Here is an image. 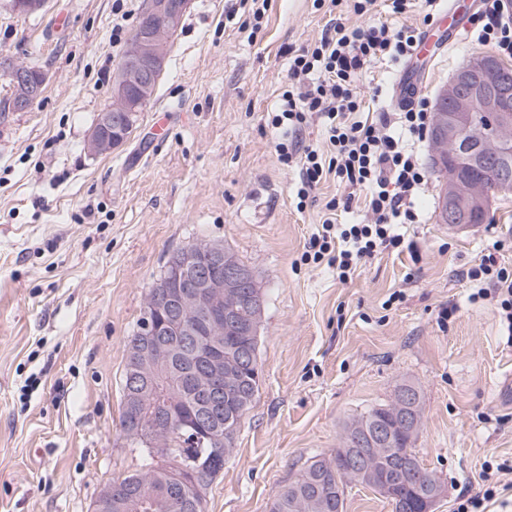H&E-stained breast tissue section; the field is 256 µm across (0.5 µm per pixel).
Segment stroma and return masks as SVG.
<instances>
[{
  "instance_id": "1",
  "label": "stroma",
  "mask_w": 512,
  "mask_h": 512,
  "mask_svg": "<svg viewBox=\"0 0 512 512\" xmlns=\"http://www.w3.org/2000/svg\"><path fill=\"white\" fill-rule=\"evenodd\" d=\"M112 3L45 0L25 16L0 0V58L46 75L30 109L0 118V512H92L105 485L141 468L119 435L127 341L169 254L199 240L230 247L266 301L259 390L205 512H269L310 458L405 384L421 394L415 451L444 486L433 512H454L489 465L506 489L486 512H512V345L461 276L499 240L512 265V194L483 224L448 229L429 171L419 221L401 228L407 250L342 282L300 261L336 180L299 202L268 123L290 53L330 24L416 27L421 15H389L383 0L365 17L350 0H267L255 28L240 0H192L129 139L93 156L86 140L127 50L112 43ZM480 49L469 30L440 44L414 93L435 100ZM400 71L368 68L364 105L392 104Z\"/></svg>"
}]
</instances>
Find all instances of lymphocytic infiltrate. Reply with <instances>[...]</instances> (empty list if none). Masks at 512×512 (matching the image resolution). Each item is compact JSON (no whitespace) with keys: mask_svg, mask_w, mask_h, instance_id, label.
<instances>
[{"mask_svg":"<svg viewBox=\"0 0 512 512\" xmlns=\"http://www.w3.org/2000/svg\"><path fill=\"white\" fill-rule=\"evenodd\" d=\"M472 23L479 42L512 57V8L506 0H484ZM421 36L420 30L384 22L330 27L317 43L290 57L293 87L282 93L268 117L270 125L284 133L276 145L280 160L300 166L298 198L308 197L330 174L343 187L341 194L326 202L321 227L300 257L305 265L335 268L343 282L377 251L402 248L400 225L419 219L418 200L428 183L420 147L432 125L429 101L417 96L397 109L380 108L370 118L362 113L356 83L372 64L410 58ZM317 119L323 121L327 136L323 151L295 138ZM360 192L365 195L369 221L336 223V212L349 209ZM464 276L474 287L472 300L494 302L501 329L512 344V266L488 254Z\"/></svg>","mask_w":512,"mask_h":512,"instance_id":"f902f5d3","label":"lymphocytic infiltrate"}]
</instances>
